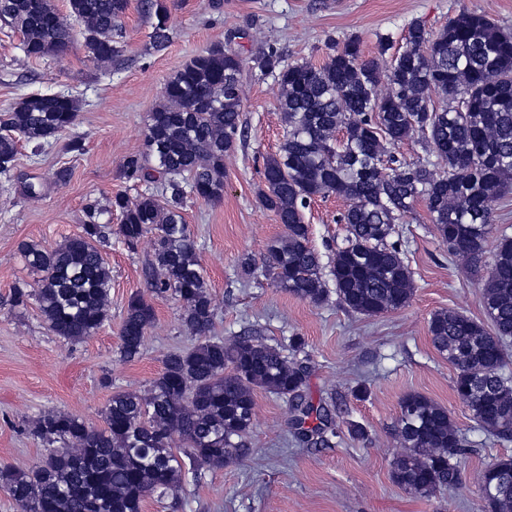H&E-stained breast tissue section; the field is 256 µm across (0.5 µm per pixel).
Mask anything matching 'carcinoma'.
Listing matches in <instances>:
<instances>
[{
	"label": "carcinoma",
	"mask_w": 512,
	"mask_h": 512,
	"mask_svg": "<svg viewBox=\"0 0 512 512\" xmlns=\"http://www.w3.org/2000/svg\"><path fill=\"white\" fill-rule=\"evenodd\" d=\"M70 15L84 25L86 46L99 62L120 56L123 17L129 0H68ZM155 18L151 45L170 41L168 6L146 0ZM0 22L21 32L25 53L55 56L70 43L72 28L53 0H0ZM380 39L378 55L366 57L357 36L317 68L288 65L270 47L254 65L281 85L280 109L288 134L264 160L262 207L283 225L267 245L275 281L296 298L320 305L328 290L320 254L310 245L303 209L316 196L350 201L339 221L346 225L331 275L339 303L351 312L379 316L405 306L414 284L391 240L395 224L422 201L448 254L471 267L485 265V244L499 197L512 190V33L486 16L461 12L439 33L413 22L405 49L392 58ZM238 53L215 44L193 57L166 85L163 100L148 115L145 150L123 159L125 178L163 185L165 199L148 189L131 202L109 200L120 213L127 248L155 231L153 258L142 268L149 295L132 296L120 329L119 354L132 362L143 353L155 320L153 301L181 302L182 323L196 343L168 353L146 395L117 392L103 413V426L65 412H49L32 432L50 446L31 469L3 468L0 489L21 512H143L145 501L171 498L190 472L222 468L249 452L255 392L263 390L291 407L298 444L331 448L339 431L335 408L307 392L308 366L288 349L259 339L229 342L211 335L216 307L182 209L187 197L217 202L224 196V158L242 127ZM442 96L435 105L433 95ZM76 98L34 94L0 114V174L8 176L19 140L38 154L74 126ZM342 138H337V133ZM423 135L439 162L410 160L388 147ZM91 205L82 234L53 249L25 242L27 264L41 273L37 287L16 288L11 302L32 299L47 329L79 342L109 316L112 270L98 244L105 239ZM481 304L488 322L462 312L439 311L430 319L434 348L458 370L454 390L481 431L512 440V377L504 343L512 339V237L502 235L487 270ZM395 434L402 451L392 460L394 481L422 496L453 488L467 448L448 409L418 393L400 402ZM501 493L490 512H512V457L488 464L481 487Z\"/></svg>",
	"instance_id": "carcinoma-1"
}]
</instances>
